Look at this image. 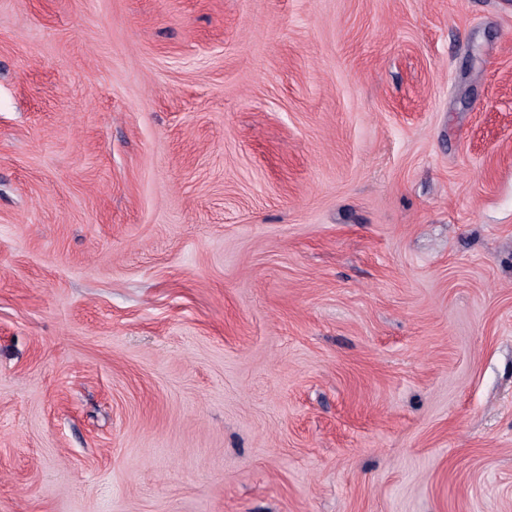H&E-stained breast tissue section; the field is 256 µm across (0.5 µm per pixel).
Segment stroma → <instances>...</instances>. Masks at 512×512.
I'll list each match as a JSON object with an SVG mask.
<instances>
[{"label": "stroma", "instance_id": "stroma-1", "mask_svg": "<svg viewBox=\"0 0 512 512\" xmlns=\"http://www.w3.org/2000/svg\"><path fill=\"white\" fill-rule=\"evenodd\" d=\"M0 512H512V0H0Z\"/></svg>", "mask_w": 512, "mask_h": 512}]
</instances>
